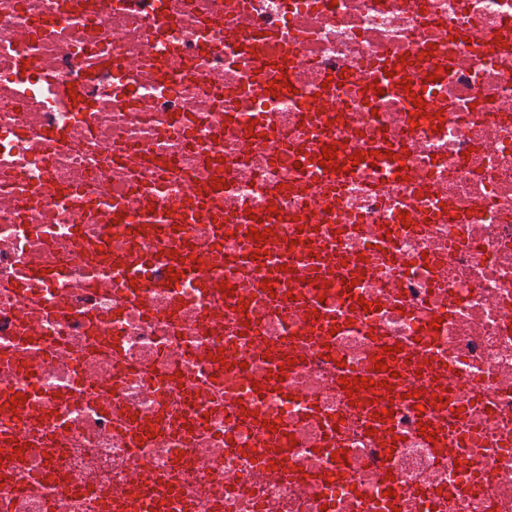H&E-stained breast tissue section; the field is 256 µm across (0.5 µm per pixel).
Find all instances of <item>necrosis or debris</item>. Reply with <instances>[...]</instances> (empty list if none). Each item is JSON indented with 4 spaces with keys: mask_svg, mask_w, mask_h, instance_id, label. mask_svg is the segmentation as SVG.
Here are the masks:
<instances>
[{
    "mask_svg": "<svg viewBox=\"0 0 512 512\" xmlns=\"http://www.w3.org/2000/svg\"><path fill=\"white\" fill-rule=\"evenodd\" d=\"M426 52L448 67L438 81L364 92L385 61ZM262 56L287 62L312 114L264 98ZM420 98L449 105L447 122ZM324 122L363 161L324 171ZM219 175L229 192L200 223L142 239L112 219L195 207L187 187ZM243 204L289 217L286 305L239 263L243 237L214 235ZM183 246L204 269L176 294L161 252ZM340 255L369 309L338 287ZM116 259L148 304L108 278ZM313 296L342 328L309 321ZM397 345L409 397L350 398L338 364L370 374ZM278 356L293 363L276 375ZM24 385L40 419L0 448V512H105L133 494L149 512L163 482L189 512H512V0H0V397ZM251 406L285 437L276 463ZM136 422L153 428L137 448Z\"/></svg>",
    "mask_w": 512,
    "mask_h": 512,
    "instance_id": "necrosis-or-debris-1",
    "label": "necrosis or debris"
}]
</instances>
